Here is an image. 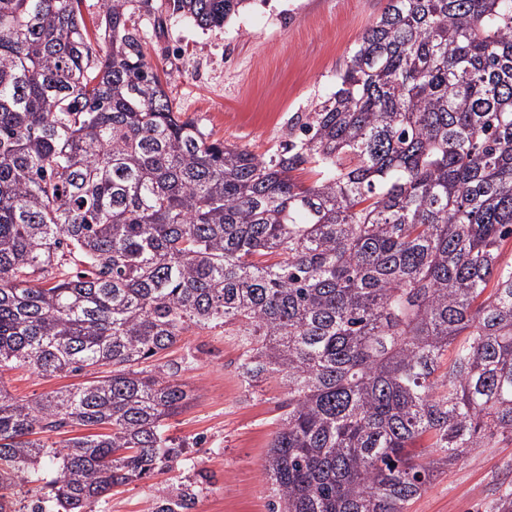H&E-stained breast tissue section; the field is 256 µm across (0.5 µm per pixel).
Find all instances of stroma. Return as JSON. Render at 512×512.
Masks as SVG:
<instances>
[{"instance_id": "1", "label": "stroma", "mask_w": 512, "mask_h": 512, "mask_svg": "<svg viewBox=\"0 0 512 512\" xmlns=\"http://www.w3.org/2000/svg\"><path fill=\"white\" fill-rule=\"evenodd\" d=\"M388 0H252L224 28L204 30L170 18L141 20L148 59L180 112L212 138L259 155L288 138V120L310 111L336 89L362 34ZM242 349L222 328L190 329L176 355L193 394L166 422L187 445L172 468L114 488L95 512H156L162 489L192 485V512H272L278 498L263 470L285 399L281 380L248 385L237 371ZM84 373L43 378L25 368L0 372V383L32 399L87 381ZM512 489V444L481 448L435 478L409 512H489Z\"/></svg>"}]
</instances>
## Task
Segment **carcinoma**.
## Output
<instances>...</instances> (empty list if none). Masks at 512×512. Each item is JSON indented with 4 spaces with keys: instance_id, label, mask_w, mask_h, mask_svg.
Returning a JSON list of instances; mask_svg holds the SVG:
<instances>
[{
    "instance_id": "1",
    "label": "carcinoma",
    "mask_w": 512,
    "mask_h": 512,
    "mask_svg": "<svg viewBox=\"0 0 512 512\" xmlns=\"http://www.w3.org/2000/svg\"><path fill=\"white\" fill-rule=\"evenodd\" d=\"M248 4L104 0L93 39L83 0H0V372L109 368L0 388V512L30 482V512H92L180 458L182 363L138 365L192 327L286 386L280 512H408L512 443V0H388L267 156L181 117L135 21L209 30ZM93 371L86 374H62L56 377L43 378L25 368H17L12 370H5L2 372V381L5 389L13 396L19 399H32L41 394L57 390L64 387L77 386L95 375Z\"/></svg>"
}]
</instances>
